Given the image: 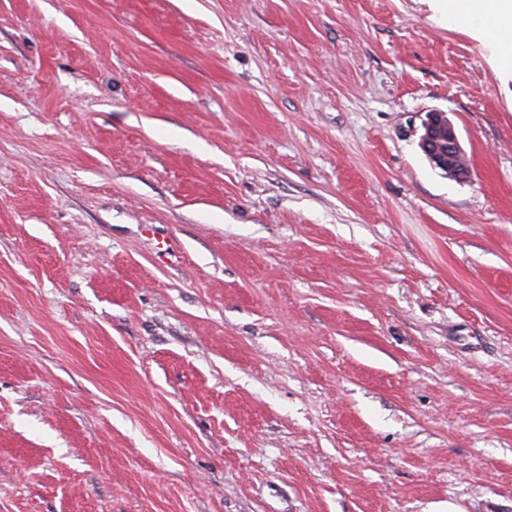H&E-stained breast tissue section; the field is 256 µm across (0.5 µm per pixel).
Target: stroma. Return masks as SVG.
I'll list each match as a JSON object with an SVG mask.
<instances>
[{"label": "stroma", "mask_w": 512, "mask_h": 512, "mask_svg": "<svg viewBox=\"0 0 512 512\" xmlns=\"http://www.w3.org/2000/svg\"><path fill=\"white\" fill-rule=\"evenodd\" d=\"M0 512H512L485 40L433 0H0ZM419 145L433 166L442 168L448 178L460 179L467 173L466 169L462 173L457 168L459 165L464 166V151L458 135L440 112L428 114Z\"/></svg>", "instance_id": "35a3bbf8"}]
</instances>
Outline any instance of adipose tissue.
Returning a JSON list of instances; mask_svg holds the SVG:
<instances>
[{"label":"adipose tissue","mask_w":512,"mask_h":512,"mask_svg":"<svg viewBox=\"0 0 512 512\" xmlns=\"http://www.w3.org/2000/svg\"><path fill=\"white\" fill-rule=\"evenodd\" d=\"M437 11L448 22H463L486 38L505 69L512 70V51L505 49L512 39V0H436Z\"/></svg>","instance_id":"obj_1"}]
</instances>
